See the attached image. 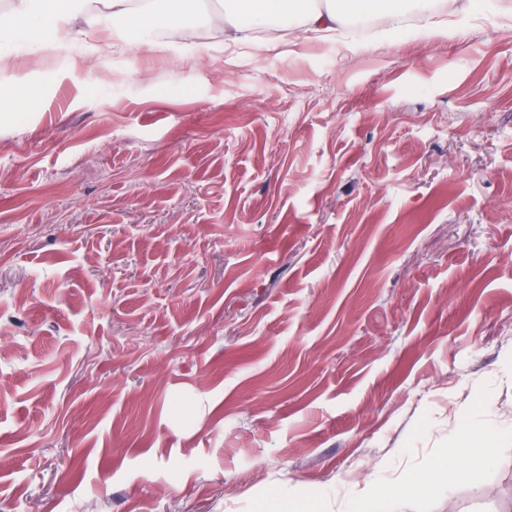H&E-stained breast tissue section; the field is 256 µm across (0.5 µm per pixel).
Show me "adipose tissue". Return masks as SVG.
<instances>
[{
	"mask_svg": "<svg viewBox=\"0 0 512 512\" xmlns=\"http://www.w3.org/2000/svg\"><path fill=\"white\" fill-rule=\"evenodd\" d=\"M233 7L223 21L237 42L249 41L257 24L283 15L295 16L307 31L328 33L345 22L349 13L378 12L396 15L402 12V0H341L340 6L314 9L310 0H231ZM158 0H17L13 12L0 14V40L33 41L41 25H49L54 35L67 38L73 20H81L94 31L111 30L114 23L132 21L142 38L152 39L171 19L190 22L199 12L201 0H176L170 13L157 7ZM488 434L477 426L469 427L446 450L447 460L435 467L434 482H451L461 477L464 466H478L487 456Z\"/></svg>",
	"mask_w": 512,
	"mask_h": 512,
	"instance_id": "obj_1",
	"label": "adipose tissue"
}]
</instances>
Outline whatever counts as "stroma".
I'll use <instances>...</instances> for the list:
<instances>
[{
	"mask_svg": "<svg viewBox=\"0 0 512 512\" xmlns=\"http://www.w3.org/2000/svg\"><path fill=\"white\" fill-rule=\"evenodd\" d=\"M201 10L150 68L76 21L0 71V512L339 508L468 413L492 456L401 512H512V0L249 43ZM28 97V89L19 83L0 84V111L17 107L23 99ZM331 512L332 508L329 501L324 499H302L297 494L288 491L285 494L279 489L274 490L266 499L264 510L266 512ZM291 509V510H290Z\"/></svg>",
	"mask_w": 512,
	"mask_h": 512,
	"instance_id": "35a3bbf8",
	"label": "stroma"
}]
</instances>
